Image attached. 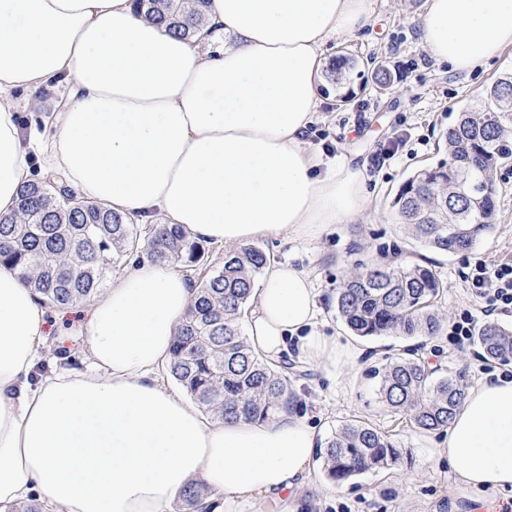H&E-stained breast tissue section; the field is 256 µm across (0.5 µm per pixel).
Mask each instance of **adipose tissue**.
Segmentation results:
<instances>
[{
	"mask_svg": "<svg viewBox=\"0 0 512 512\" xmlns=\"http://www.w3.org/2000/svg\"><path fill=\"white\" fill-rule=\"evenodd\" d=\"M371 24L367 0H211L199 40L145 21L132 0H0V215L34 171L141 222L195 240H312L369 205L364 168H322L304 134L320 99L326 43ZM429 55L461 74L512 46V0H427ZM232 44L214 47L216 35ZM62 86L51 131L22 141L15 91ZM39 167H32V159ZM198 286L144 261L93 296L86 363L34 377L45 309L0 265V512H168L202 482L214 512L267 501L297 512L321 434L298 402L255 422L204 418L156 377ZM307 274L268 265L245 315L271 362L354 361L319 333ZM464 491L512 493V379L468 389L434 450Z\"/></svg>",
	"mask_w": 512,
	"mask_h": 512,
	"instance_id": "ef3b65f1",
	"label": "adipose tissue"
}]
</instances>
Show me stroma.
<instances>
[{
	"instance_id": "35a3bbf8",
	"label": "stroma",
	"mask_w": 512,
	"mask_h": 512,
	"mask_svg": "<svg viewBox=\"0 0 512 512\" xmlns=\"http://www.w3.org/2000/svg\"><path fill=\"white\" fill-rule=\"evenodd\" d=\"M425 7L426 0H369L372 24L367 31L355 38L331 39L325 47L319 79L321 105L306 138L323 160L365 167L372 193L366 212L313 240L287 246L274 237L257 242L273 260L288 261L309 274L326 307V318L319 326L326 335L348 333L330 306L334 288L374 260L428 264L444 285L438 306L450 320L473 304L465 276L476 260L512 262V162L497 172L496 222L469 251L444 255L428 250L407 236L390 207L409 176L447 161L449 125L464 108L476 105L495 79L512 70V47L467 76L430 59L417 27ZM341 55L353 60L354 66L337 84L331 71ZM42 92L44 101L39 105L32 94H15L21 103L23 138H30L33 130L50 128L55 112L62 108L61 87L50 84ZM400 135L406 145L383 165H373V156ZM84 317L81 305L47 308L46 356L40 373L54 368L60 333L73 331ZM407 344V339L396 336L363 339L359 345L364 354L353 366L298 365L292 387L305 403L312 424L322 428L324 439H331L346 423L365 420L392 435L403 450L398 466L344 483L328 479L323 466H316L313 495L302 501L298 512H339L343 506L349 512H496L499 504L512 500L507 493L479 492L472 498L462 494L447 461L431 452L440 432L417 431L381 400L372 370ZM422 354L440 373L465 371L472 386L494 371L512 375V360L486 359L476 343L459 349L443 336L429 343Z\"/></svg>"
}]
</instances>
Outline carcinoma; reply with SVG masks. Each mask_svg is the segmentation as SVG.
I'll list each match as a JSON object with an SVG mask.
<instances>
[{
	"mask_svg": "<svg viewBox=\"0 0 512 512\" xmlns=\"http://www.w3.org/2000/svg\"><path fill=\"white\" fill-rule=\"evenodd\" d=\"M146 19L185 39L205 21L209 0H134ZM448 162L415 172L391 208L422 245L443 253L472 249L495 224L496 174L512 161V71L486 89L476 110L464 109L445 134ZM136 253L159 266L196 265L207 258L201 242L179 224L141 226L112 206L76 196L50 174L21 185L13 212L0 217V264L20 269L41 302L66 307L89 300L112 275L116 257ZM261 248L224 251L202 281L167 364L171 376L206 415L224 421H266L295 396L291 364L255 353L241 330L256 278L270 264ZM444 293L435 271L420 263L369 264L334 292L340 319L360 337L432 340L444 317ZM478 341L486 357L512 358V331L484 326ZM379 377L380 398L423 432L448 427L467 388L464 375L438 377L417 346L391 359ZM403 450L367 423H347L328 442L324 468L343 482L397 465ZM198 483L180 494V512H210Z\"/></svg>",
	"mask_w": 512,
	"mask_h": 512,
	"instance_id": "cac0c4a2",
	"label": "carcinoma"
}]
</instances>
